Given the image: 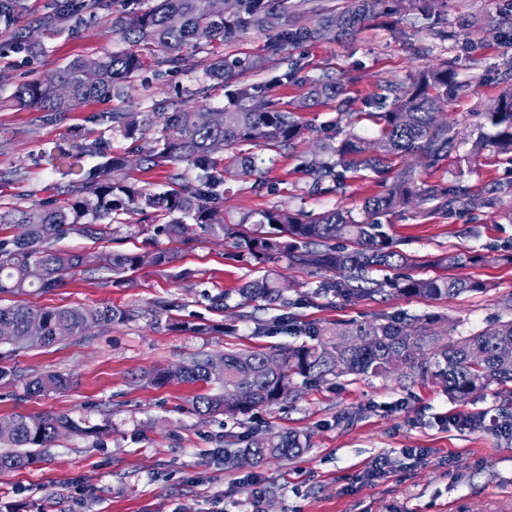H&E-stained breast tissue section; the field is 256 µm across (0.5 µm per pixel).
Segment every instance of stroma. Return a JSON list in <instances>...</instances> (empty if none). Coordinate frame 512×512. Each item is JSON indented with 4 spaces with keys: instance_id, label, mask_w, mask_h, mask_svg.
Returning <instances> with one entry per match:
<instances>
[{
    "instance_id": "obj_1",
    "label": "stroma",
    "mask_w": 512,
    "mask_h": 512,
    "mask_svg": "<svg viewBox=\"0 0 512 512\" xmlns=\"http://www.w3.org/2000/svg\"><path fill=\"white\" fill-rule=\"evenodd\" d=\"M448 36L440 38L412 8L397 16L396 28L366 22L343 40L299 44L269 57L265 35L252 33L217 54L262 59L243 71L246 83L271 76L282 81L274 92L283 103L300 100L307 80L354 76L345 101H329L299 113L306 132L291 150L249 146L252 173H243L238 148L224 150V200L227 221L235 222L272 208L317 214L336 208L363 219L366 197L384 191L400 170L413 166L418 179L459 182L472 195L498 192L499 203L477 208L456 203L451 214L429 218L409 207L384 218L383 229L399 250L437 256L458 250L485 255V262L457 268L455 276L483 283L479 292L427 301L393 294L348 302L316 294L319 277L287 259L255 264L236 258L230 241L199 239L180 245L176 268L146 267L130 281L113 282L110 273L85 267L52 291L24 295L40 308L133 306L140 315L119 325L90 328L84 335L20 352L0 345V417L69 414L93 426L90 434H66L52 447L35 451L34 463L0 471V512H512V437L496 432L503 403L497 385L465 400H449L432 380L404 382L397 376L348 375L322 382L295 379L288 403L254 411L235 422L202 418L189 408L198 384L171 382L158 387L147 372L172 368L196 353H221L293 346L305 334L279 326L282 315L317 327L336 322L435 315L449 335L487 327L512 296V154L479 137L484 112L506 89L512 73V0H447ZM61 0H17L11 18L0 17V212L36 203H58L64 189L40 159L56 145L84 152L87 166L98 163V149L124 152L132 142L112 130L115 112H173L191 107L189 90L204 82L211 56L184 54L178 62L152 66L134 82L128 96L91 101L47 117L19 110L10 96L23 83L44 80L79 59H95L122 49L112 26L115 14L132 18L140 0H102L94 11H74L60 23ZM503 18L500 32L486 26L488 15ZM303 71L283 75L294 62ZM448 66L467 95L449 99L444 111L456 132L454 149L438 167L417 157L395 158L386 174L348 170L342 186L316 192L305 164L324 144L338 145L346 134L378 137L369 101L381 85L410 84L419 71ZM281 278L293 304L283 309L241 307L240 287L261 275ZM175 306L156 315L155 300ZM214 325L213 333L194 336L189 325ZM44 372L69 379L67 388L26 397L23 380ZM486 418L482 428H460L448 416ZM306 435L308 446L293 459L271 458L259 466L224 467V451L241 448L246 436L267 429ZM413 448L423 457L410 456ZM389 456L388 476L369 478L376 460ZM259 478L268 492L254 501L246 485Z\"/></svg>"
}]
</instances>
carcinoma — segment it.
<instances>
[{"label": "carcinoma", "mask_w": 512, "mask_h": 512, "mask_svg": "<svg viewBox=\"0 0 512 512\" xmlns=\"http://www.w3.org/2000/svg\"><path fill=\"white\" fill-rule=\"evenodd\" d=\"M402 2L348 0L336 11L315 0H236L235 8L226 13L214 8L213 0H153L151 7L119 25L126 48L98 59L76 61L43 81L19 85L13 102L21 108L64 112L91 99L123 98L149 57L158 63L174 62L186 49L201 52L214 45L228 46L251 32L266 34L268 51L277 55L293 44L352 35L369 20L398 12ZM413 2L430 28L443 24L435 0ZM252 66L251 61L226 57L208 65L206 77L223 84L226 98L222 108L210 111L208 123H200L193 108L159 113V137L137 146L136 151L143 154L148 167L168 170L166 189L161 192H147L116 175L128 162L123 153L101 151L102 162L88 168L81 153L61 146L43 151L47 169L71 187L70 198L55 207L34 204L0 216V224L16 230L11 238L0 239V294L25 295L31 288L47 292L90 264L117 278L146 266L174 267L180 256L169 248L101 251L93 253L90 261L86 252L65 250L59 241L75 235L93 243L112 242L124 225L133 239L144 235L153 241L164 235L187 242L185 225L189 221L215 240H231L239 258L261 264L285 257L291 266L336 273V278L319 282L317 295L333 293L346 300H366L389 285L400 296L432 301L482 289L480 282L447 271L485 257L463 250L431 258L403 253L383 231L378 218L399 208L415 206L423 217L446 215L467 196V188L459 183L417 180L411 167L403 169L383 193L364 200L367 221H358L344 210L314 215L274 208L261 212L256 221L248 215L234 224L226 223L217 205L224 191V159L220 156L224 148L247 144L279 150L294 147L303 130L297 113L342 95L350 82L348 77L315 79L306 95L288 108L274 98L271 85L240 81L241 71ZM467 89L446 65L419 72L409 87L386 84L391 105L377 115L379 137L367 141L349 134L338 146L324 147L339 161L312 157L307 167L313 187L321 189L327 182L342 184L343 171L355 164L380 172L396 155H415L427 167L438 166L454 148L455 134L444 113L448 92ZM485 119L497 129L498 147L512 151V88L502 92ZM141 123L137 112L112 113V130L127 139L139 141ZM178 164L195 169V181H185ZM130 213H139L151 223L126 225L121 216ZM37 264L43 268L38 280L31 275ZM397 267L411 273L389 284L371 277L381 268ZM427 267L446 273L416 274ZM241 297L246 303L288 306L282 287L267 275L249 281L241 288ZM137 316L138 310L132 306L43 309L19 302L0 305V324L10 327L9 335H0V344H9L15 351L49 347L81 336L93 326L123 324ZM35 321L42 325L36 338L29 331ZM440 323V318L428 315L304 327L302 332L315 342L272 352L196 354L180 365L179 375L172 376L167 368L147 375V380L156 385L175 378L191 384H217V391L195 395L191 409L199 416L232 419L288 399L296 377L307 381L328 375L429 378L455 401L495 383L504 399L500 425L509 431L512 361H502L497 352L503 346L512 347V318L498 319L486 329L457 337L449 336ZM66 384L62 376L44 373L24 382L23 390L36 397ZM81 431L80 422L64 413L0 418V441L13 448L0 453V470L32 463L30 454L19 452L21 448H49L62 434ZM306 446L307 438L297 432L268 430L251 437L243 448L225 450L224 468H235L244 458L254 465L271 457L294 458Z\"/></svg>", "instance_id": "cac0c4a2"}]
</instances>
